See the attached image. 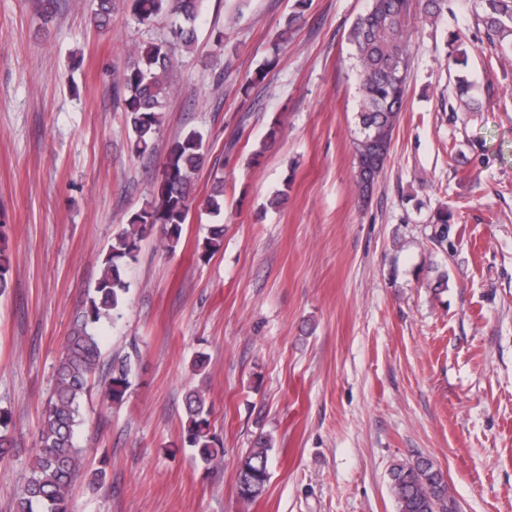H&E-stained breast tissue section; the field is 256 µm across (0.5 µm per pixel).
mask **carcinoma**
<instances>
[{"label": "carcinoma", "mask_w": 512, "mask_h": 512, "mask_svg": "<svg viewBox=\"0 0 512 512\" xmlns=\"http://www.w3.org/2000/svg\"><path fill=\"white\" fill-rule=\"evenodd\" d=\"M205 0H130L139 24L150 26L169 19L167 35L159 40L133 43L114 86L122 92L123 109L132 151L140 156L155 151L170 98L177 90L178 69L174 48L191 53L197 42V23ZM307 0H296L273 51L288 43V34L303 15ZM483 22L501 37L500 53H512V0H483ZM448 0H420L427 18H438ZM113 0H97L93 22L100 31L112 26ZM410 0H370L367 11L351 25V70L357 82L358 127L353 139L358 199L367 204L390 156L394 131L403 112L411 56L408 31ZM209 163V149L201 132L190 129L175 139L160 163L157 193L133 213L112 239L101 260V275L94 290L71 320L70 329L53 372V386L41 422L27 473L18 487L13 512H68L72 485L84 470L85 449L77 446L76 433L84 422L83 401L102 366L99 326L121 316L130 292L127 272L136 262L142 243L155 241L167 253L178 247L194 196L192 188ZM214 186L204 200L205 211L217 216L224 210V177L214 176ZM453 213L439 209L431 220L433 239L448 240ZM8 225L0 224V293L9 286L12 255ZM224 245V225L213 224L198 244L206 260ZM135 374L131 357L115 359L102 386L103 401L122 405ZM212 407L204 390L185 396L183 445L213 467L224 462V448L211 432ZM272 439L256 436L252 448L238 463L237 495L243 502L260 498L270 480ZM14 423L9 409L0 408V460L13 455ZM389 487L397 512H456L448 483L432 461L396 463L389 472Z\"/></svg>", "instance_id": "cac0c4a2"}]
</instances>
